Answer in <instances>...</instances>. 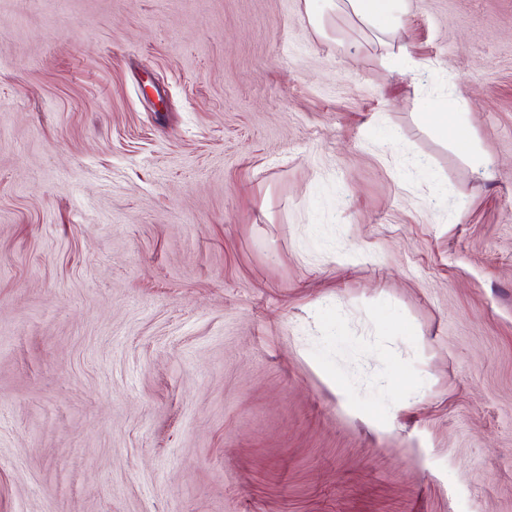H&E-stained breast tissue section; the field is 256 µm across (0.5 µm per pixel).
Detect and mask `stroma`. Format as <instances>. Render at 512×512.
I'll return each instance as SVG.
<instances>
[{
  "mask_svg": "<svg viewBox=\"0 0 512 512\" xmlns=\"http://www.w3.org/2000/svg\"><path fill=\"white\" fill-rule=\"evenodd\" d=\"M0 512H512V0H0ZM408 0H339L337 8L373 31L380 43L389 34V26L406 13Z\"/></svg>",
  "mask_w": 512,
  "mask_h": 512,
  "instance_id": "obj_1",
  "label": "stroma"
}]
</instances>
